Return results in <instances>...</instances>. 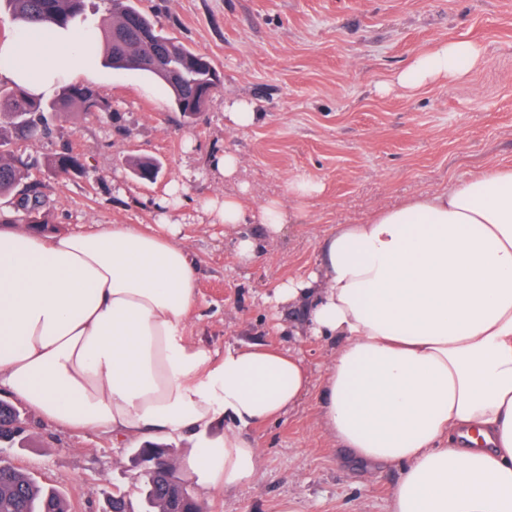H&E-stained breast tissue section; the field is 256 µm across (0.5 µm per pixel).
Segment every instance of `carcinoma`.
I'll return each instance as SVG.
<instances>
[{
	"instance_id": "carcinoma-1",
	"label": "carcinoma",
	"mask_w": 512,
	"mask_h": 512,
	"mask_svg": "<svg viewBox=\"0 0 512 512\" xmlns=\"http://www.w3.org/2000/svg\"><path fill=\"white\" fill-rule=\"evenodd\" d=\"M22 25L66 26L83 17L85 0H5ZM111 17L102 26L103 63L115 70L142 71L165 84L172 92L178 111L187 118L202 112L214 93L223 86L221 74L211 60L165 36L157 23L143 13L134 0H109ZM110 112L90 84L70 83L61 87L49 101L34 97L19 86L0 88V196L17 195L11 212L0 211V224L23 222L32 230L50 232L48 215L42 211L44 192L26 182L29 171L38 164L19 149L18 143L51 135L54 118L70 112ZM47 166L58 176L83 169L80 158L68 152L47 159ZM153 159L140 160L134 171L152 181L158 173ZM27 421L11 402L0 400V447L12 448L27 440ZM174 454L162 443H147L132 457L140 477L139 512H205V507L182 478L181 490H171ZM0 512H72L67 499L47 490L23 470L0 463ZM109 512H134L130 494L122 489L112 493Z\"/></svg>"
}]
</instances>
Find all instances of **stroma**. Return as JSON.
I'll list each match as a JSON object with an SVG mask.
<instances>
[{"label":"stroma","instance_id":"35a3bbf8","mask_svg":"<svg viewBox=\"0 0 512 512\" xmlns=\"http://www.w3.org/2000/svg\"><path fill=\"white\" fill-rule=\"evenodd\" d=\"M164 32L211 57L223 87L195 118L170 105L164 84L137 71L97 66L89 81L111 112L55 119L51 137L22 148L41 159L72 149L80 173L57 178L45 167L31 179L46 187L57 232L111 224L161 231L176 212L180 238L199 271L198 300L186 336L213 351L259 343L289 349L322 373L331 350L303 326V311L268 301L275 288L312 270L334 225L414 193L443 189L471 173L512 165V0H138ZM448 38L478 43L481 64L461 82L408 93L379 92L417 53ZM256 103L253 127H224V100ZM231 152L250 185L245 208L287 198L305 174L324 191L303 202L300 223L261 248L252 266L235 241L262 240L261 225L224 228L205 203L235 191L213 166ZM154 158L155 180L135 177L134 158ZM320 390L311 388L287 415L255 426L260 464L246 483L203 496L207 512H389L397 468L349 461L319 424ZM25 447L0 461L60 491L73 512H104L113 488L135 490L130 457L138 443L106 430L61 427L27 416Z\"/></svg>","mask_w":512,"mask_h":512}]
</instances>
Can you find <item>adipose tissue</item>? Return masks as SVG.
<instances>
[{
  "label": "adipose tissue",
  "instance_id": "adipose-tissue-1",
  "mask_svg": "<svg viewBox=\"0 0 512 512\" xmlns=\"http://www.w3.org/2000/svg\"><path fill=\"white\" fill-rule=\"evenodd\" d=\"M92 30L19 31L0 42V77L53 93L63 76L93 71ZM482 59L475 42L442 40L392 83L449 85ZM206 208L229 229L261 225L263 242L236 241L243 266L297 218L276 197L247 210L228 194ZM178 229H0V387L60 426L195 438L179 468L216 493L252 477L248 428L295 407L312 376L261 344L218 357L187 340L197 273ZM272 300L304 308L308 332L332 343L320 422L357 460L400 468L390 512H512V166L336 225L315 268Z\"/></svg>",
  "mask_w": 512,
  "mask_h": 512
}]
</instances>
